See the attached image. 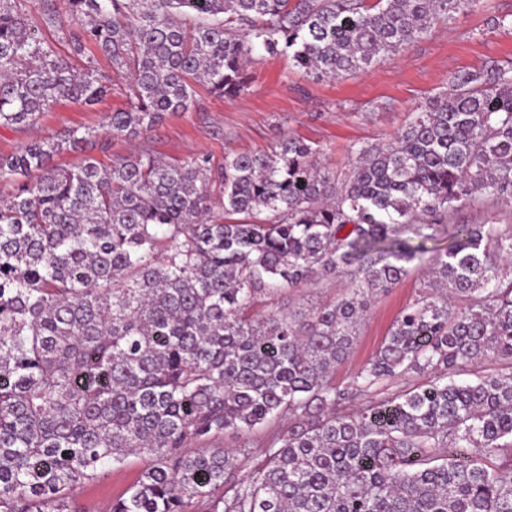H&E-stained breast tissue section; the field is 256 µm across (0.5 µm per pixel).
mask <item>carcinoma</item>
<instances>
[{
  "label": "carcinoma",
  "instance_id": "obj_1",
  "mask_svg": "<svg viewBox=\"0 0 512 512\" xmlns=\"http://www.w3.org/2000/svg\"><path fill=\"white\" fill-rule=\"evenodd\" d=\"M51 2L66 55L31 0H0V128L105 96L93 46L129 80L104 133L135 140L196 84L244 92L255 52L336 79L479 0H63L64 19ZM96 137L0 154V512H82L75 491L131 456L147 465L109 512H512V224L456 220L512 201V62L453 74L340 175L291 136L218 167L145 148L51 165ZM415 261L431 280L336 384ZM336 277L331 303L255 313ZM412 373L426 383L396 389ZM285 421L238 476L218 441ZM30 15L34 24L38 27L43 38L54 43L57 51L62 55L68 54V47L64 40L61 39L60 31L57 26L46 24L42 17V9L39 5H30Z\"/></svg>",
  "mask_w": 512,
  "mask_h": 512
}]
</instances>
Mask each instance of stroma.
Returning a JSON list of instances; mask_svg holds the SVG:
<instances>
[{"label": "stroma", "instance_id": "stroma-1", "mask_svg": "<svg viewBox=\"0 0 512 512\" xmlns=\"http://www.w3.org/2000/svg\"><path fill=\"white\" fill-rule=\"evenodd\" d=\"M504 17L512 18V0H479L474 11L407 45L395 60L343 79L308 76L285 56H254L247 67L248 90L236 97H220L198 87L194 106L167 115L141 144L171 162L203 155L218 166L228 155L272 152L280 138L292 135L319 149L321 166L347 172L352 148L392 140L418 107L447 88L450 75L512 59V28L501 25ZM95 63L99 73L112 78L110 94L93 105L62 100L30 127L0 128V154L15 152L33 139L59 137L75 127L95 129L99 135L82 150L55 155L54 165L71 168L88 156L108 163L130 153L131 142L101 132L106 115L126 104L125 81L113 75L104 57H96ZM419 285V271H411L396 288L372 301L350 356L336 368L337 384H347L376 352L394 319L413 303ZM344 289L343 280L330 279L317 289L286 292L276 298L274 307L285 312L324 303L340 297ZM143 466L142 460H132L82 489L78 500L85 512H108L113 497L133 482Z\"/></svg>", "mask_w": 512, "mask_h": 512}]
</instances>
